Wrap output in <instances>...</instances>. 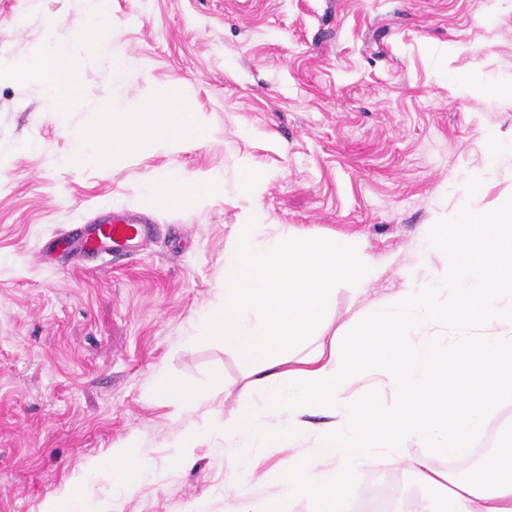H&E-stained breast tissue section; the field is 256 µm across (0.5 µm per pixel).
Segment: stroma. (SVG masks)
I'll return each mask as SVG.
<instances>
[{
    "label": "stroma",
    "instance_id": "stroma-1",
    "mask_svg": "<svg viewBox=\"0 0 512 512\" xmlns=\"http://www.w3.org/2000/svg\"><path fill=\"white\" fill-rule=\"evenodd\" d=\"M84 0H0V58L31 59L46 20L56 35ZM112 44L140 61L119 84L112 53H81L84 89L62 103L37 77L0 79V144L36 138L39 153L0 159V512H42L76 484L108 512H226L228 483L272 494L236 468L214 434L192 467L173 465L194 414L157 396L160 375L208 389L241 383L224 343H186L214 299L242 200L239 164L273 172L261 202L271 219L360 238L385 271L370 291L403 286L422 260L425 225L456 219L467 175L490 213L512 198V0H112ZM177 94L200 113L205 144L164 149L112 169L65 165L101 113ZM220 172L224 192L182 213L156 207L154 241L115 261L45 255L43 243L99 211H139L140 186L164 167ZM136 444L146 466L132 495L112 480V448Z\"/></svg>",
    "mask_w": 512,
    "mask_h": 512
}]
</instances>
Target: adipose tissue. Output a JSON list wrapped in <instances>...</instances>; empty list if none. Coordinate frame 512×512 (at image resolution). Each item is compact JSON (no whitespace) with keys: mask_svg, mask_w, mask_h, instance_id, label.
<instances>
[{"mask_svg":"<svg viewBox=\"0 0 512 512\" xmlns=\"http://www.w3.org/2000/svg\"><path fill=\"white\" fill-rule=\"evenodd\" d=\"M109 6L87 0L64 44L46 23L31 67L1 61L0 72L23 79L37 70L44 95L63 101L80 89L72 58L107 43ZM207 134L201 115L174 97L146 98L104 113L96 133L77 138L69 162L103 158L116 167L203 143ZM266 180L252 161L241 162L246 204L224 255V281L187 336L231 346L243 383L218 377L208 393L174 377L157 384L185 410L223 395L219 431L244 469L268 449L305 445L303 457H285L267 472L270 497L235 486L230 512H291L299 503L306 512H351L350 484L384 455L405 457L423 490L415 512H512L511 424L470 474L451 467L473 454L475 439L512 401V198L488 217L463 203L454 223L425 225L419 249L438 256L439 266L421 263L398 292L370 301L384 268L362 241L273 223L260 202ZM223 187V175L166 168L143 185L139 201L183 212ZM343 285L362 304L336 327ZM413 446L418 454L406 456Z\"/></svg>","mask_w":512,"mask_h":512,"instance_id":"adipose-tissue-1","label":"adipose tissue"}]
</instances>
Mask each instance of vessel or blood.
Instances as JSON below:
<instances>
[{
	"mask_svg": "<svg viewBox=\"0 0 512 512\" xmlns=\"http://www.w3.org/2000/svg\"><path fill=\"white\" fill-rule=\"evenodd\" d=\"M151 231L144 218L125 213H113L107 217H93L89 223L71 228L63 239H49V247H64L79 260H94L109 256L126 255L133 241L145 238Z\"/></svg>",
	"mask_w": 512,
	"mask_h": 512,
	"instance_id": "vessel-or-blood-1",
	"label": "vessel or blood"
}]
</instances>
